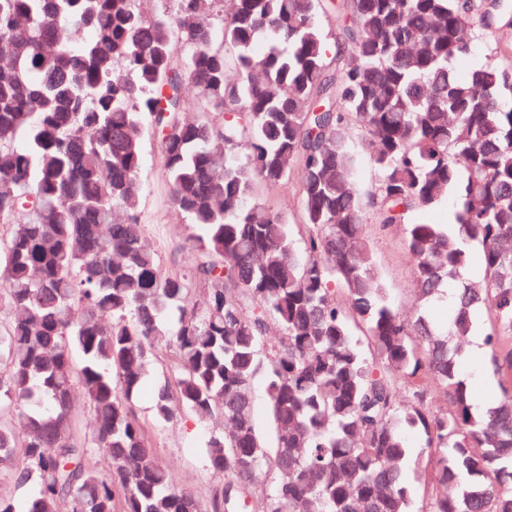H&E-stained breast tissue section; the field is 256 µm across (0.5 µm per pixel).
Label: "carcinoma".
I'll return each instance as SVG.
<instances>
[{
    "label": "carcinoma",
    "mask_w": 512,
    "mask_h": 512,
    "mask_svg": "<svg viewBox=\"0 0 512 512\" xmlns=\"http://www.w3.org/2000/svg\"><path fill=\"white\" fill-rule=\"evenodd\" d=\"M177 2L0 0V481L33 488L27 512H416L426 486V512H512L509 4L230 0L217 30L218 0ZM468 30L495 43L461 72ZM150 133L188 266L164 267L141 222ZM356 134L376 223L404 226L409 321L364 232ZM292 180L298 224L257 201ZM447 195L455 223L407 222ZM484 316L501 396L478 413L463 368ZM167 359L153 420L228 426L206 442L224 474L207 499L157 462L135 406ZM254 421L257 429L262 432L267 439L271 442L273 431L269 416L267 403L264 397L263 384L258 383L255 404H254Z\"/></svg>",
    "instance_id": "carcinoma-1"
}]
</instances>
